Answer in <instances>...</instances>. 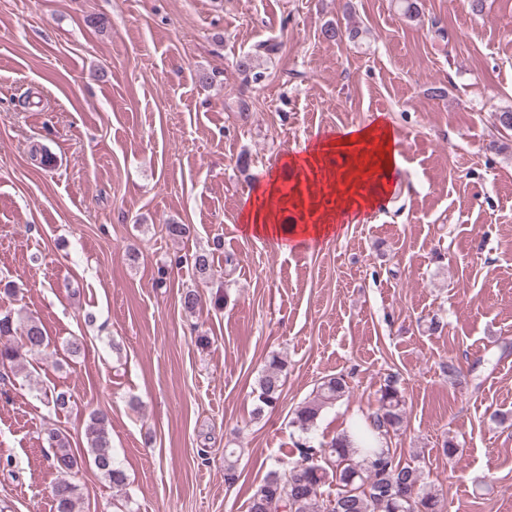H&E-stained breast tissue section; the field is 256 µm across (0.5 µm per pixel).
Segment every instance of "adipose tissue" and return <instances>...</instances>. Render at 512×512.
<instances>
[{"instance_id":"1","label":"adipose tissue","mask_w":512,"mask_h":512,"mask_svg":"<svg viewBox=\"0 0 512 512\" xmlns=\"http://www.w3.org/2000/svg\"><path fill=\"white\" fill-rule=\"evenodd\" d=\"M390 125L375 123L318 141L304 153L284 156L265 183L256 186L241 215L244 233L288 250L315 244L335 230L334 218L374 208L391 193L401 159ZM299 215L284 225L285 207Z\"/></svg>"}]
</instances>
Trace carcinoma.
Returning a JSON list of instances; mask_svg holds the SVG:
<instances>
[{"instance_id": "1", "label": "carcinoma", "mask_w": 512, "mask_h": 512, "mask_svg": "<svg viewBox=\"0 0 512 512\" xmlns=\"http://www.w3.org/2000/svg\"><path fill=\"white\" fill-rule=\"evenodd\" d=\"M322 37L336 43L347 37L355 41L360 29L356 26L342 29L329 22L321 30ZM279 45L265 42L255 52L242 57L237 69L258 83L263 72L257 70L255 58L260 54H275ZM170 263L191 265L198 273L210 270L209 256L195 253L176 255ZM51 344L41 322L33 317H14L12 311L0 312V378L18 367L27 353L37 354ZM286 359L273 355L269 358L256 382L257 393L254 412L261 414L275 407L282 396ZM343 376H328L318 387L316 395L299 406L291 420L292 426L302 434L315 427L322 411L333 405L348 392ZM47 405L61 412L72 406L71 396L53 390L45 394ZM402 395L393 379L380 390L376 411L361 423L342 431L328 446L315 447L309 440L297 444L299 457L289 461L277 460L250 497L248 512H443L437 494L425 489L423 471L403 464L389 448L387 437L399 430L403 421ZM85 452L75 451L67 435L52 428L47 443L52 449V462L62 478L53 488L55 512H77L78 488L69 476L82 467L92 465L121 490L127 484L126 472L112 456L110 443V417L104 410H94L86 424ZM238 456L231 449L224 456V482L232 485L239 479ZM335 486V495L323 498V487Z\"/></svg>"}]
</instances>
